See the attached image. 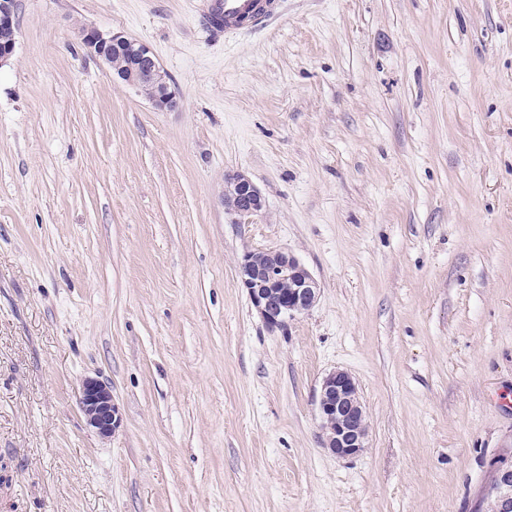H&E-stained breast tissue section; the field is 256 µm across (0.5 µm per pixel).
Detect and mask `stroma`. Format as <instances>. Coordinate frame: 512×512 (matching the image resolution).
I'll return each mask as SVG.
<instances>
[{
  "label": "stroma",
  "mask_w": 512,
  "mask_h": 512,
  "mask_svg": "<svg viewBox=\"0 0 512 512\" xmlns=\"http://www.w3.org/2000/svg\"><path fill=\"white\" fill-rule=\"evenodd\" d=\"M16 0L0 65V512H473L512 446V0ZM146 44L157 110L83 47ZM265 208L237 224L226 181ZM318 300L271 330L244 251ZM344 370L368 446L323 447ZM118 423L90 429L86 378ZM207 26L224 33L253 28L274 19L282 0H208ZM80 39L90 54L102 60L108 59L115 53L128 55L129 65L113 71V74L133 87L153 84L155 89L149 98L157 109L176 107V91L171 87L164 70L147 45L130 40L118 33H104L94 27L82 28ZM79 400L89 426L100 436L109 437L116 422L110 387L98 379L86 378L81 385Z\"/></svg>",
  "instance_id": "1"
}]
</instances>
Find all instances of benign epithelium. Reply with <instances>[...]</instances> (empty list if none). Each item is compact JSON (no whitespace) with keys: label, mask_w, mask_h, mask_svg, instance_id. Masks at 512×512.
Here are the masks:
<instances>
[{"label":"benign epithelium","mask_w":512,"mask_h":512,"mask_svg":"<svg viewBox=\"0 0 512 512\" xmlns=\"http://www.w3.org/2000/svg\"><path fill=\"white\" fill-rule=\"evenodd\" d=\"M16 24L15 0H0V27ZM80 39L87 51L103 60L113 54H126L130 63L115 71L124 83L138 87L154 85L150 100L159 110L177 105L176 91L150 48L118 33H104L84 27ZM236 223L248 224L265 205L259 188L245 175L232 177V193L225 198ZM264 263L253 251L244 252L239 273L241 283L265 324L282 328L290 316L308 311L317 301L319 285L309 270L294 255L270 249L263 252ZM323 446L339 457H353L367 447L366 411L358 385L347 371L336 370L322 381L315 396ZM80 405L86 420L100 436L108 437L115 427V408L110 387L96 378H87L80 389ZM497 486L493 489L502 512L512 508V460L496 466Z\"/></svg>","instance_id":"1"}]
</instances>
